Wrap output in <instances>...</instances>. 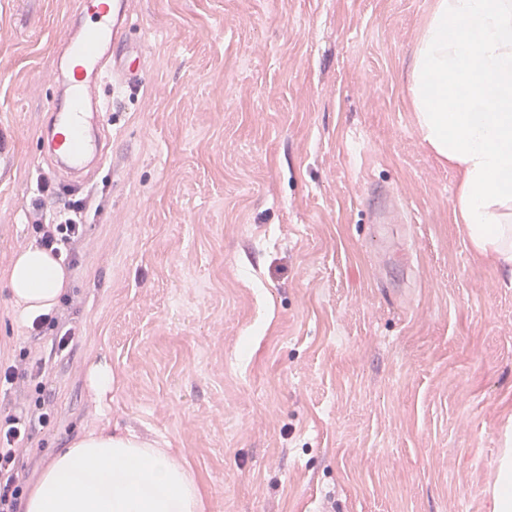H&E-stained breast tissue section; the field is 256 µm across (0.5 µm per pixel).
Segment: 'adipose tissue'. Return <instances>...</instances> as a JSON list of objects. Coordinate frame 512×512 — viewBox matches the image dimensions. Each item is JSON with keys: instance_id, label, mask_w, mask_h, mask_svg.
Returning a JSON list of instances; mask_svg holds the SVG:
<instances>
[{"instance_id": "1", "label": "adipose tissue", "mask_w": 512, "mask_h": 512, "mask_svg": "<svg viewBox=\"0 0 512 512\" xmlns=\"http://www.w3.org/2000/svg\"><path fill=\"white\" fill-rule=\"evenodd\" d=\"M408 94L423 143L453 168L457 223L512 271V0H434L415 44ZM68 285L48 252L15 258L7 286L22 315L50 313ZM197 482L134 434L91 433L58 454L24 512H204Z\"/></svg>"}]
</instances>
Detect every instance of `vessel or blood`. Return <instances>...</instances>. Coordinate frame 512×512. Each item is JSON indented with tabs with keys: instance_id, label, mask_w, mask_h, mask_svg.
Returning a JSON list of instances; mask_svg holds the SVG:
<instances>
[{
	"instance_id": "obj_1",
	"label": "vessel or blood",
	"mask_w": 512,
	"mask_h": 512,
	"mask_svg": "<svg viewBox=\"0 0 512 512\" xmlns=\"http://www.w3.org/2000/svg\"><path fill=\"white\" fill-rule=\"evenodd\" d=\"M85 25L73 30L61 52L66 60L69 105L61 113L49 162L66 178H88L89 158L104 160L112 104L101 95L107 80L132 88L142 68L128 62L126 29L131 21L129 0H79Z\"/></svg>"
}]
</instances>
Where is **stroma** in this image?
<instances>
[{"label":"stroma","instance_id":"35a3bbf8","mask_svg":"<svg viewBox=\"0 0 512 512\" xmlns=\"http://www.w3.org/2000/svg\"><path fill=\"white\" fill-rule=\"evenodd\" d=\"M146 74L89 182L80 336L35 484L91 432L165 448L205 512H495L512 272L476 253L406 87L432 0H130ZM78 0H0V341L49 353L13 259ZM116 373L108 394L88 365ZM88 382L97 394L110 391L115 382L112 366L106 361L92 364L88 371Z\"/></svg>","mask_w":512,"mask_h":512}]
</instances>
